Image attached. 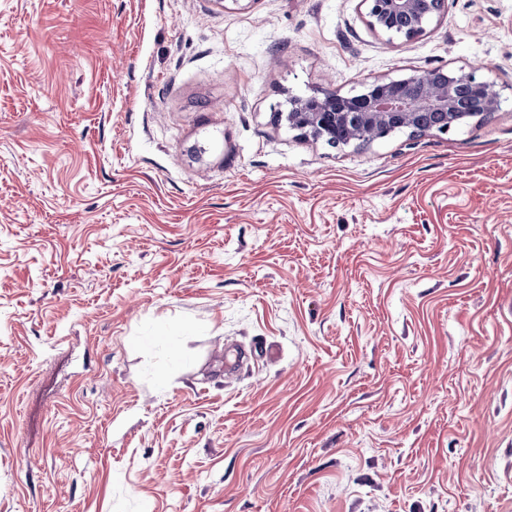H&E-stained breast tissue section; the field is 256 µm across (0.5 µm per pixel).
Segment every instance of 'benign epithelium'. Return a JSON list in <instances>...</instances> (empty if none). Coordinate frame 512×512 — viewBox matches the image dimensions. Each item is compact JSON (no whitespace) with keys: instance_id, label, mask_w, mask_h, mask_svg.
Masks as SVG:
<instances>
[{"instance_id":"1","label":"benign epithelium","mask_w":512,"mask_h":512,"mask_svg":"<svg viewBox=\"0 0 512 512\" xmlns=\"http://www.w3.org/2000/svg\"><path fill=\"white\" fill-rule=\"evenodd\" d=\"M362 0L373 27L389 38L421 37L440 15L444 0ZM501 92L473 73L449 75L441 70L417 71L406 78L376 81L355 95L295 99L285 117L289 128L336 146L333 133L346 131L345 144L367 143L393 133L446 134L460 118L488 119L498 110Z\"/></svg>"}]
</instances>
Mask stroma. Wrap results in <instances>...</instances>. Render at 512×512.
Returning a JSON list of instances; mask_svg holds the SVG:
<instances>
[{
	"mask_svg": "<svg viewBox=\"0 0 512 512\" xmlns=\"http://www.w3.org/2000/svg\"><path fill=\"white\" fill-rule=\"evenodd\" d=\"M430 69L498 112L278 116ZM0 512H512V0H0ZM423 0H362L370 23L389 36L412 41L421 37L431 22L440 15L444 0L427 1L431 8L422 11ZM464 89L465 95L460 91ZM501 92L474 73L449 75L417 71L406 78L376 81L351 96L295 99L285 113L289 128L316 141L338 146L336 128L346 131L342 145L367 143L393 133L447 134L460 118L488 119L498 110Z\"/></svg>",
	"mask_w": 512,
	"mask_h": 512,
	"instance_id": "obj_1",
	"label": "stroma"
}]
</instances>
